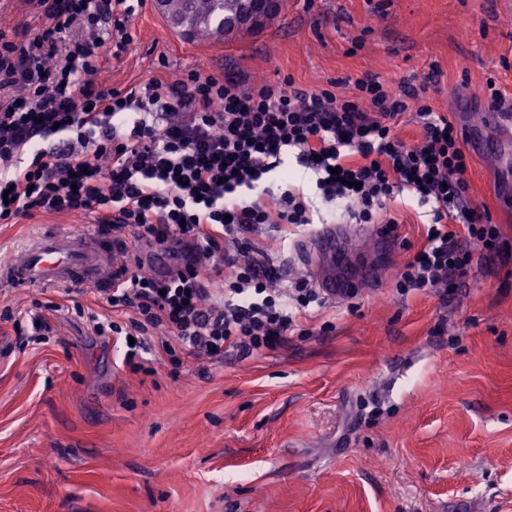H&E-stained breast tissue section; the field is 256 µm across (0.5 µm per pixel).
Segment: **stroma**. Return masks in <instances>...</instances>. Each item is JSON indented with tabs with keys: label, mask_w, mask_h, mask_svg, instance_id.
Returning a JSON list of instances; mask_svg holds the SVG:
<instances>
[{
	"label": "stroma",
	"mask_w": 512,
	"mask_h": 512,
	"mask_svg": "<svg viewBox=\"0 0 512 512\" xmlns=\"http://www.w3.org/2000/svg\"><path fill=\"white\" fill-rule=\"evenodd\" d=\"M130 31L129 50L101 61L103 87L199 70L309 92L369 72L397 90L433 73L430 103L451 118L487 111L490 78L512 99V0H287L257 31L190 42L145 0ZM467 179L512 242L494 157L472 158ZM386 207L392 251L357 243L377 286L310 307L309 335L246 358L174 365L152 330L135 372L123 337L96 335L94 322L132 317L106 302L113 273L151 274L166 246L104 232L109 276L0 287V512H512V255L475 257L453 292L399 294L431 211L408 191ZM88 222L0 224V259ZM253 242L279 286L305 278L271 232Z\"/></svg>",
	"instance_id": "stroma-1"
}]
</instances>
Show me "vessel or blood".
Masks as SVG:
<instances>
[{"instance_id":"b4317fda","label":"vessel or blood","mask_w":512,"mask_h":512,"mask_svg":"<svg viewBox=\"0 0 512 512\" xmlns=\"http://www.w3.org/2000/svg\"><path fill=\"white\" fill-rule=\"evenodd\" d=\"M463 131L472 154L494 156L503 171L512 172V114L485 113L482 124L464 126ZM346 240V225L321 224L294 246L301 267L314 277L321 294L332 300L345 297L351 284L323 271L320 262L342 255ZM102 255L100 238L89 231L36 236L0 263V282L26 286L67 284L80 276L102 272Z\"/></svg>"}]
</instances>
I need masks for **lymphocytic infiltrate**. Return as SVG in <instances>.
I'll use <instances>...</instances> for the list:
<instances>
[{
  "mask_svg": "<svg viewBox=\"0 0 512 512\" xmlns=\"http://www.w3.org/2000/svg\"><path fill=\"white\" fill-rule=\"evenodd\" d=\"M23 4L42 24L13 37L0 30V223L93 213L102 228L137 241L176 243L174 269L130 275L106 298L134 312L137 335L164 327V355L258 354L285 344L297 310L320 303L305 282L274 287L242 258L263 226L274 225L283 243L289 227L311 223L303 191L261 186L292 151L315 174L323 201L356 223L395 231L396 218L381 213L398 187L432 204L426 243L399 272L397 292L447 287L468 274L475 254L502 256L498 225L469 200L459 132L433 109L426 87L395 92L366 74L316 93L288 92L195 70L114 91L94 80L99 60L127 51L142 0ZM411 111L426 132L414 147L392 133Z\"/></svg>",
  "mask_w": 512,
  "mask_h": 512,
  "instance_id": "1",
  "label": "lymphocytic infiltrate"
}]
</instances>
